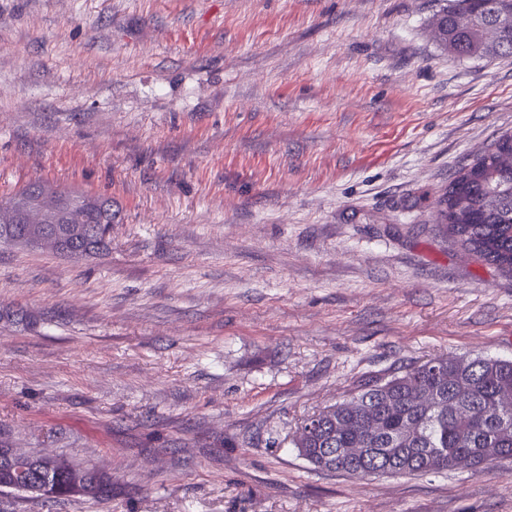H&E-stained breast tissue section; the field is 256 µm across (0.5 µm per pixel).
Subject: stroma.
Segmentation results:
<instances>
[{
	"label": "stroma",
	"instance_id": "35a3bbf8",
	"mask_svg": "<svg viewBox=\"0 0 512 512\" xmlns=\"http://www.w3.org/2000/svg\"><path fill=\"white\" fill-rule=\"evenodd\" d=\"M435 0H0V197H110L112 244L0 245V443L112 478L0 512H512V462L360 481L291 445L368 379L512 358V274L448 183L512 133V56Z\"/></svg>",
	"mask_w": 512,
	"mask_h": 512
}]
</instances>
